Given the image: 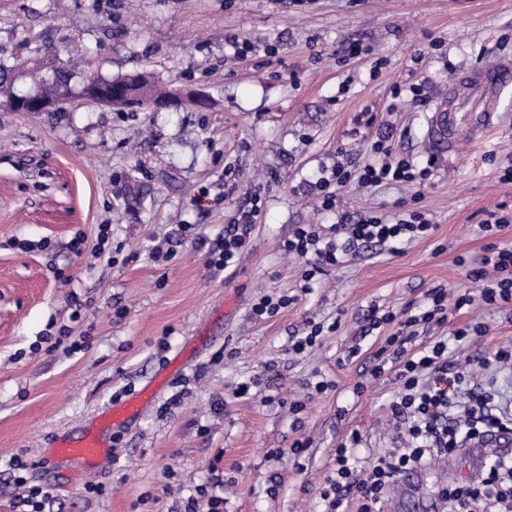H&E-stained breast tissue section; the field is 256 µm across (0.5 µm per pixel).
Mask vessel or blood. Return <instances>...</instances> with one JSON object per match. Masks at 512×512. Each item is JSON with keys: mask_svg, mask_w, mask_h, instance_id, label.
<instances>
[{"mask_svg": "<svg viewBox=\"0 0 512 512\" xmlns=\"http://www.w3.org/2000/svg\"><path fill=\"white\" fill-rule=\"evenodd\" d=\"M512 83V61H501L491 68L475 67L460 79L459 88L449 90L437 105L428 129L434 150L455 154L462 139H480L493 125L499 112L501 89ZM149 389H141L127 398L113 401L108 413L113 423H122L136 414L149 398ZM512 448L511 432H495L467 444L468 453L477 460L488 452ZM107 454L105 442L95 427L76 437H59L48 465L82 468L102 461Z\"/></svg>", "mask_w": 512, "mask_h": 512, "instance_id": "obj_1", "label": "vessel or blood"}]
</instances>
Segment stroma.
Masks as SVG:
<instances>
[{"mask_svg":"<svg viewBox=\"0 0 512 512\" xmlns=\"http://www.w3.org/2000/svg\"><path fill=\"white\" fill-rule=\"evenodd\" d=\"M352 41L367 54L350 56ZM77 46L102 76L145 72L208 105L118 112L80 102L76 76L64 111L0 110V512H27L6 468L15 455L29 485L50 488V512H184L216 475L223 512H322L316 495L334 448L354 432L365 460L394 445L399 384L391 373L367 382L365 370L395 327L366 331L368 310L411 312L428 289H473L469 264L489 244H512V226L481 229L512 210V184L501 180L512 165V85L481 140L452 157L426 146L439 93L468 68L512 57V0H0V57L17 72L37 49L62 61ZM420 83L427 103L393 99V87ZM381 134L418 163L435 157L432 175L417 192L351 183L344 209L391 221L417 210L432 229L393 252L361 248L304 292L299 262L280 244L299 224L328 233L336 216L317 206L320 179L340 149L370 160ZM256 195L260 217L238 263L213 274L195 237L215 239ZM101 224L112 227L110 264L93 255ZM79 235L78 255L69 244ZM153 243L172 258L152 260ZM283 294L293 302L276 316L252 314L261 297ZM313 321L338 329L289 352ZM477 323L482 343L449 344V361L512 345V313L480 305L449 312L414 342ZM66 333L85 336L84 347L49 351L47 337ZM355 345L360 356L347 360ZM179 354L184 364L158 382ZM146 386L137 419L103 425L113 457L46 468L57 437ZM179 390L180 409L163 415ZM298 438L309 446L297 460L287 450ZM472 468L464 454L436 460L417 492Z\"/></svg>","mask_w":512,"mask_h":512,"instance_id":"obj_1","label":"stroma"}]
</instances>
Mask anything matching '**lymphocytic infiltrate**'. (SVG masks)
I'll list each match as a JSON object with an SVG mask.
<instances>
[{
  "mask_svg": "<svg viewBox=\"0 0 512 512\" xmlns=\"http://www.w3.org/2000/svg\"><path fill=\"white\" fill-rule=\"evenodd\" d=\"M373 159L362 165L352 160L337 163L331 177L322 179L321 207L336 211L337 222L329 233L321 234L312 225H296L284 239L281 250L301 262L300 279L311 283L316 273L342 264L345 256L367 245L399 244L427 235L431 225L423 214L410 212L408 218L394 222L376 215L352 218L337 211L340 193L351 180L364 187L382 184L423 186L432 174L434 159L425 164L396 152L386 137L371 145ZM237 223L225 225L214 242L199 239L207 247L209 267L216 272L231 267L249 238L260 213L258 199H251ZM470 279L480 282L478 294L449 295L447 289L433 288L427 302L417 313L400 317L369 310L371 327L395 324V333L387 336L382 351L369 370L371 380L394 371L401 390L390 403V422L397 434L398 447L384 451L371 463L360 461L356 449L359 435L335 448L330 474L319 488L324 512H346L356 502L357 512H385L387 494L408 470L428 465L438 457L458 456L466 443L496 431L512 432V403L499 401L496 393L473 379L470 368L448 361V344L436 340L411 348L409 328L441 326L449 310L471 307L474 302L512 306V246L489 245L487 253L468 271ZM436 491L448 512H512V452L493 455L481 472L470 480L451 481Z\"/></svg>",
  "mask_w": 512,
  "mask_h": 512,
  "instance_id": "f902f5d3",
  "label": "lymphocytic infiltrate"
}]
</instances>
